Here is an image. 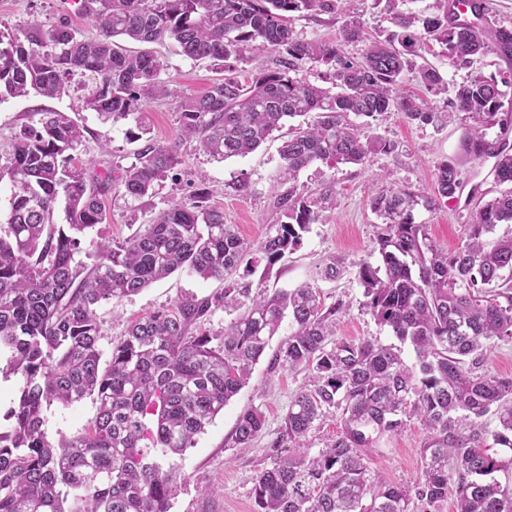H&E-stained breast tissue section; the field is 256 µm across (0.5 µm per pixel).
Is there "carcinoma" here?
<instances>
[{"mask_svg":"<svg viewBox=\"0 0 512 512\" xmlns=\"http://www.w3.org/2000/svg\"><path fill=\"white\" fill-rule=\"evenodd\" d=\"M353 0H73L97 34L83 37L66 24L33 22L0 29V102L35 92L54 98L77 74L96 79L86 107L101 122L137 115L133 142L144 141L117 176L88 177L71 167L83 145L78 124L61 112L40 111L14 133L9 165L0 180L11 185L10 212L0 225V350L20 386L0 432V512H170L178 491L174 465L196 444L216 415L245 385L284 318L288 339L270 369L308 372L293 394L276 437L266 447L269 466L254 479L255 512H512V484L496 473L512 469L493 445L512 450V377L480 371L488 352L512 341V113L504 112L512 70L478 74L455 87L448 112L399 93L409 56L429 40L447 48L448 63L476 56L512 61V28L485 30L454 19L451 0H437L428 15L404 12L388 0L397 30L370 37L354 18L338 39L309 41L292 27L295 16L349 12ZM170 41L185 57L222 73L202 96L177 103L184 136L217 160L255 151L285 122L315 114L283 141L281 178L293 180L315 163L362 164L379 138L362 141L354 114L367 119L396 110L419 124L473 120L460 154L474 165L494 159L493 175L508 189L470 210L465 240L453 252L432 242L412 211L416 196L396 187L376 194L371 207L382 224L380 263L362 262L357 279L367 314L409 344V365L396 347L335 336L345 306H324L316 289L301 286L268 294L229 279L257 251L275 264L296 250L319 211L336 206V186L307 196L291 186L273 207L287 221L255 245L207 205L199 184L175 200L144 230L120 243L99 244V261L75 262L81 235L107 219V188L136 201L180 164L178 151L151 136L144 104L169 95L164 62L150 51L129 54L116 39ZM362 45L350 56L347 45ZM279 53L274 68H246L264 53ZM306 60L334 69L333 88L297 77ZM427 97L448 92L439 71L418 70ZM498 128L495 138L487 131ZM463 182L453 162L436 174L439 198L459 197ZM64 203L67 227L55 223ZM176 271L224 283L204 297L131 322L112 342L107 363L97 308L119 302ZM248 300L219 332L202 330L220 309ZM95 397L97 413L74 439L52 443L45 412ZM336 415L340 432L311 453L315 423ZM491 416L488 429L483 418ZM417 420L427 435L423 469L412 485L386 484L366 464L384 437ZM265 428L258 408L238 418L234 444L248 447Z\"/></svg>","mask_w":512,"mask_h":512,"instance_id":"cac0c4a2","label":"carcinoma"}]
</instances>
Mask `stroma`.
<instances>
[{"label":"stroma","mask_w":512,"mask_h":512,"mask_svg":"<svg viewBox=\"0 0 512 512\" xmlns=\"http://www.w3.org/2000/svg\"><path fill=\"white\" fill-rule=\"evenodd\" d=\"M34 21L48 26L65 23L86 37L95 33L90 20L76 13L72 0H0V24L21 29ZM153 50L166 64L163 77L170 95L147 102L144 110L155 140L176 146L182 163L157 181L152 193L141 200L133 201L111 191L106 193L107 220L83 235L81 250L75 256L77 262L87 267L96 262L101 241L119 242L142 231L167 208L172 198L188 197L198 175L204 177L210 191L208 205L223 210L225 223L234 225L242 237L261 242L271 225L282 220L273 211L272 203L274 194L286 189L280 181L279 149L288 136L287 129L276 131L247 156L221 162L211 159L199 151L195 141L182 137L175 106L183 98L205 94L216 79V72L208 63L180 55L173 43L154 44ZM413 63V68L404 72L400 88L414 93L421 90L414 69L426 63L437 68L452 87L478 73H497L504 66L494 55L474 58L464 67L450 65L445 46L434 40L428 42ZM94 88L91 76L77 75L58 97L45 98L33 93L0 102V168L8 164L15 131L26 122L28 113L37 110L64 113L82 128L83 145L74 156V168H85L90 159L99 171L129 166L137 145L129 140L128 131L135 122L128 118L112 125L101 124L96 113L84 106L85 98ZM349 121L359 128L362 137L379 136L392 142L393 151L370 153L361 165L332 166L317 162L300 171L294 182L300 192L310 194L323 183L335 184V209L322 212L295 251L270 267L261 261L252 266L241 265L235 278L242 283H263L272 291H288L304 285L316 288L324 304L341 301L347 307L336 321L337 337L392 345L395 337L364 312L363 289L356 278L361 262L379 261L376 244L379 219L370 206L372 195L392 186L415 194L419 199L413 210L415 222L427 225L433 243L451 252L464 241L469 197L480 192L490 198L498 194L500 187L491 175V162L476 167L465 163L461 166L464 187L457 205H448L446 200L435 196L437 169L444 162L457 160V148L468 120L423 125L408 120L403 113L391 111L373 122L354 115ZM242 180L247 188L240 192L236 186ZM429 199L434 202L430 208L425 205ZM333 258L340 260L345 269L334 281L322 275L325 264ZM220 287L219 281L178 271L121 302L104 303L98 309L102 343L110 345L135 319L185 296L202 297ZM307 382L305 371L282 368L273 371L267 359H260L248 383L198 436L195 447L175 457L181 487L171 512H255L253 479L267 464L265 447L279 430L292 395ZM253 407L265 415V432L250 447L235 446L237 420ZM96 413L97 406L90 398L68 407L52 406L46 413L49 440L79 436ZM426 434L420 422H411L369 454L370 470L392 484L415 482L421 475L420 448Z\"/></svg>","instance_id":"stroma-1"}]
</instances>
